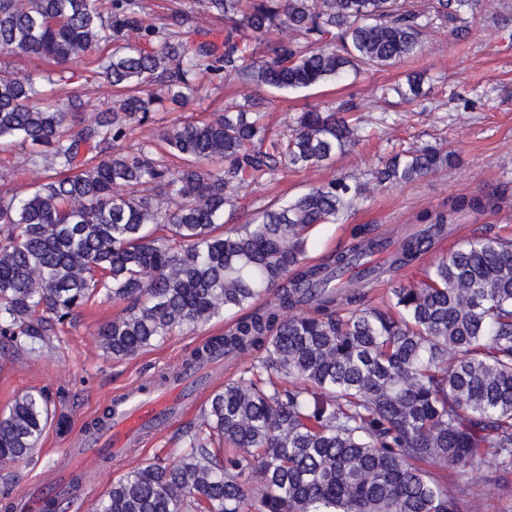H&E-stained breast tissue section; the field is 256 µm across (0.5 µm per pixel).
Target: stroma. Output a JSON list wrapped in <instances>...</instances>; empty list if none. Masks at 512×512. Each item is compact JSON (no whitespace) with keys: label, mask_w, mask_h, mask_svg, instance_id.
<instances>
[{"label":"stroma","mask_w":512,"mask_h":512,"mask_svg":"<svg viewBox=\"0 0 512 512\" xmlns=\"http://www.w3.org/2000/svg\"><path fill=\"white\" fill-rule=\"evenodd\" d=\"M471 26V36L465 42L456 41L450 27L434 28L426 53L418 58L285 96L266 93L265 110L274 131L285 130L292 117L304 109L351 100L360 107L367 139L329 166L301 173L283 171L274 180L239 189L235 208L224 213L227 226L249 222L272 199L292 198L333 177L365 173L391 150L437 141L459 153L458 165L402 186L371 189L367 200L341 223L316 227L307 254L309 262H322L330 253L346 248L354 233L363 228L391 240L418 231L419 214L447 209L449 200L456 196L493 192L503 196L504 204L496 211L462 216L435 239L422 264L449 255L472 236L512 234V0H476ZM63 72L66 80L58 92L80 97L84 118H92L102 102L111 98L112 87L101 75L90 72L84 62L71 63ZM411 72H423L433 79L435 95L410 104L394 94L380 99L378 87L403 82ZM197 83L201 101L183 107L164 104L152 121L136 130L134 143L150 142L163 126L223 112L227 105L244 98V90L237 83L206 73L198 76ZM123 309L120 302L85 309L65 325L52 349L31 358H0V411L26 390L44 389L59 398L58 409L69 420L67 429L61 431L53 425L47 427L37 464L13 467L11 494L33 491L61 462L64 449L73 447L79 429L101 415L113 396L155 379L162 370L180 366L208 337L222 334L226 324L225 318L218 317L174 333L134 358L115 360L99 348L97 329ZM237 370V363L232 362L215 371L209 387L196 391L195 406L173 420L164 432L147 437L136 451L106 464H94L91 474L95 487H81L62 501L59 512H95L114 478L154 456L173 452L210 388L235 379ZM462 482L464 512H504L512 505L511 475L495 486L488 485L481 472L465 475Z\"/></svg>","instance_id":"35a3bbf8"}]
</instances>
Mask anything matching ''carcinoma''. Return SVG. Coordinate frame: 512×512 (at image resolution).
Returning <instances> with one entry per match:
<instances>
[{"label":"carcinoma","mask_w":512,"mask_h":512,"mask_svg":"<svg viewBox=\"0 0 512 512\" xmlns=\"http://www.w3.org/2000/svg\"><path fill=\"white\" fill-rule=\"evenodd\" d=\"M224 19V42L190 47L184 17L159 27L143 0H0V52L64 65L80 60L121 94L94 120L77 96L48 97L52 72L0 70V142L30 146L45 173L24 194L0 172V355L32 357L96 302L127 301L98 329L100 348L131 358L173 331L248 308L192 352L250 356L181 433L172 462H146L112 481L96 512H462V477L512 474V239L477 235L363 303L384 274L416 263L463 213L501 208L461 196L425 212L424 230L387 266H352L389 246L363 232L322 264L312 231L343 219L366 184L334 177L250 224L224 230L235 190L281 168L323 167L364 141L355 106L308 110L276 134L267 90L329 84L364 66L426 52L433 25L471 34L473 0H198ZM208 73L251 89L250 109L164 127L133 151L122 142L164 101L199 98ZM431 93L410 75L408 102ZM95 156L86 158V152ZM441 143L396 151L370 172L393 187L452 167ZM56 415L43 390L0 414V469L35 462Z\"/></svg>","instance_id":"1"}]
</instances>
